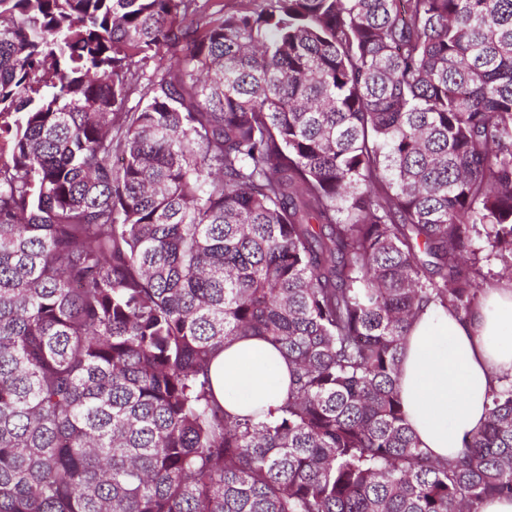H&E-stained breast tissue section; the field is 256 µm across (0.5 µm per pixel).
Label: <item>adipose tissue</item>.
I'll return each instance as SVG.
<instances>
[{
    "label": "adipose tissue",
    "instance_id": "adipose-tissue-1",
    "mask_svg": "<svg viewBox=\"0 0 512 512\" xmlns=\"http://www.w3.org/2000/svg\"><path fill=\"white\" fill-rule=\"evenodd\" d=\"M512 376V280L486 289L469 319L428 308L406 338L400 390L422 448L455 456L486 419L485 396ZM214 397L232 414L277 406L290 373L278 349L258 338L225 344L213 360Z\"/></svg>",
    "mask_w": 512,
    "mask_h": 512
}]
</instances>
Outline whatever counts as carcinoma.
I'll use <instances>...</instances> for the list:
<instances>
[{
    "label": "carcinoma",
    "mask_w": 512,
    "mask_h": 512,
    "mask_svg": "<svg viewBox=\"0 0 512 512\" xmlns=\"http://www.w3.org/2000/svg\"><path fill=\"white\" fill-rule=\"evenodd\" d=\"M512 279V0H0V512H479L398 380ZM286 396L232 415L224 343ZM210 376L217 402L238 415L277 406L290 382L288 362L258 338L226 343L211 364Z\"/></svg>",
    "instance_id": "1"
}]
</instances>
